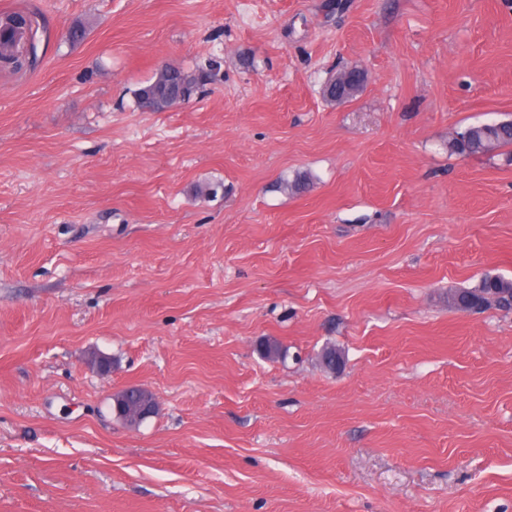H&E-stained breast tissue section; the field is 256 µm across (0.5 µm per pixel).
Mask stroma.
<instances>
[{
    "instance_id": "35a3bbf8",
    "label": "stroma",
    "mask_w": 512,
    "mask_h": 512,
    "mask_svg": "<svg viewBox=\"0 0 512 512\" xmlns=\"http://www.w3.org/2000/svg\"><path fill=\"white\" fill-rule=\"evenodd\" d=\"M1 11L37 15L40 61L0 65V512H512V312L448 307L512 278V149L448 152L512 118V0ZM346 65L364 91L326 102ZM221 67V60L214 58L191 70L171 64L165 70L157 71L149 81L134 91L135 104L142 112H154L160 98L165 95L173 102L185 103L214 81ZM462 294L469 299L482 301L487 295L497 297L496 310L512 312V279L500 275H484L471 287L459 288L454 293V299H448V307L457 311L455 298Z\"/></svg>"
}]
</instances>
